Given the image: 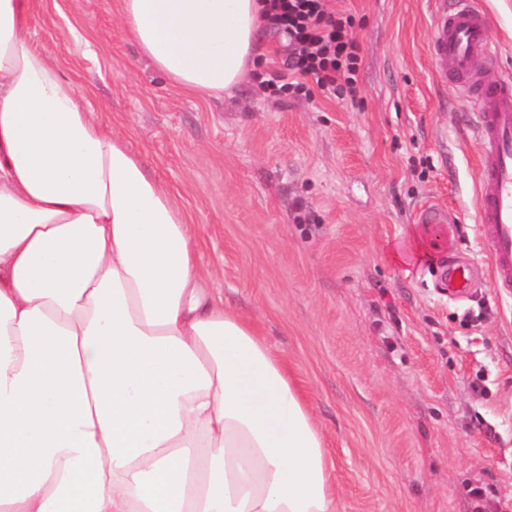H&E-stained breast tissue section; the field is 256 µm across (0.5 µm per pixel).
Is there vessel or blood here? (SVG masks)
<instances>
[{
    "label": "vessel or blood",
    "instance_id": "obj_1",
    "mask_svg": "<svg viewBox=\"0 0 512 512\" xmlns=\"http://www.w3.org/2000/svg\"><path fill=\"white\" fill-rule=\"evenodd\" d=\"M488 16L471 0H458L437 18L430 55L435 64L451 63L456 85L470 91L480 129L483 189L477 202V222L500 292L512 294V85L473 79L493 54ZM473 262L443 264L437 288L449 300L466 298L473 286Z\"/></svg>",
    "mask_w": 512,
    "mask_h": 512
}]
</instances>
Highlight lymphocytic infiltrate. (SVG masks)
<instances>
[{
  "label": "lymphocytic infiltrate",
  "instance_id": "obj_1",
  "mask_svg": "<svg viewBox=\"0 0 512 512\" xmlns=\"http://www.w3.org/2000/svg\"><path fill=\"white\" fill-rule=\"evenodd\" d=\"M266 22L291 49L288 89L305 94L314 86L329 97H356L360 45L352 16L333 11L329 0H266Z\"/></svg>",
  "mask_w": 512,
  "mask_h": 512
}]
</instances>
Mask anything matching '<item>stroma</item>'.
<instances>
[{"label":"stroma","mask_w":512,"mask_h":512,"mask_svg":"<svg viewBox=\"0 0 512 512\" xmlns=\"http://www.w3.org/2000/svg\"><path fill=\"white\" fill-rule=\"evenodd\" d=\"M475 3L497 48L479 75L512 83L501 10ZM334 6L360 45L353 103L266 89L288 57L267 28L247 79L203 99L139 53L116 0H35L31 25L174 193L225 307L288 364L335 465L336 512H512V297L477 224L471 109L430 57L442 0ZM426 204L447 223H416ZM418 238L426 257L391 259ZM443 254L482 265L462 301L435 287Z\"/></svg>","instance_id":"obj_1"}]
</instances>
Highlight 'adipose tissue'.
<instances>
[{
    "label": "adipose tissue",
    "instance_id": "adipose-tissue-1",
    "mask_svg": "<svg viewBox=\"0 0 512 512\" xmlns=\"http://www.w3.org/2000/svg\"><path fill=\"white\" fill-rule=\"evenodd\" d=\"M0 0V512H336L287 366L210 288L191 225ZM264 0H119L180 91L254 63Z\"/></svg>",
    "mask_w": 512,
    "mask_h": 512
}]
</instances>
